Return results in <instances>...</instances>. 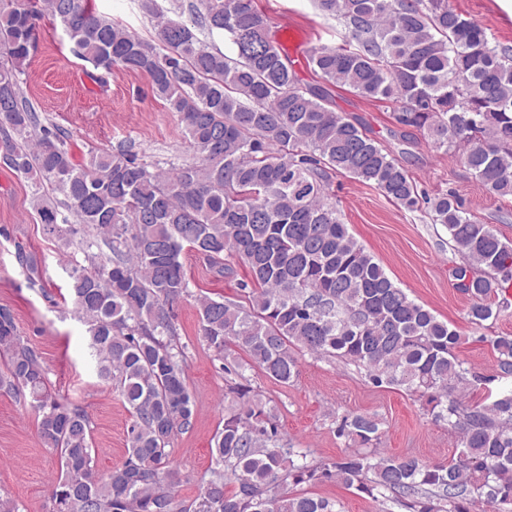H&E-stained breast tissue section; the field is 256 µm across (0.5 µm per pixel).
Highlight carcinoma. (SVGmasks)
Masks as SVG:
<instances>
[{
    "label": "carcinoma",
    "instance_id": "carcinoma-1",
    "mask_svg": "<svg viewBox=\"0 0 512 512\" xmlns=\"http://www.w3.org/2000/svg\"><path fill=\"white\" fill-rule=\"evenodd\" d=\"M345 30L347 46L321 47L308 66L321 83L303 84L254 0H200L191 24L146 8L155 41L97 15L90 0H9L0 4V162L63 196L64 210L36 200L40 222L95 229L110 255L71 274L75 314L85 326L98 378L115 383L132 422L120 465L96 470L88 414L52 388L39 354L0 307V387L29 399L61 475L51 512H337L336 504L280 486L336 482L410 512H471L512 504V386L472 406L461 391L512 377V335L490 339L495 374L479 376L457 354L461 336L409 298L350 234L328 197L332 173L372 183L388 200L429 209L460 257L450 269L478 326L512 307V241L472 220L458 195L433 197L377 137L333 109L329 88L393 100V119L437 149L454 152L482 186L512 198V46L449 0H316ZM46 15L60 21L73 52L107 74H146L153 93L177 112L200 162L152 170L127 150L75 160L70 137L45 125L22 95L18 75ZM218 32L229 56L200 38ZM202 247L218 272L238 283L244 307L199 299L201 336L221 355L241 348L250 366L287 385L306 350L365 371L377 387L417 395L426 412L458 433L448 462L377 449L380 423L347 414L338 437L355 450L307 462L288 446L272 409L250 387L224 417L211 449L215 467L194 501L176 497L170 463L175 436L193 423L195 398L176 339L174 306L190 296L183 262Z\"/></svg>",
    "mask_w": 512,
    "mask_h": 512
}]
</instances>
